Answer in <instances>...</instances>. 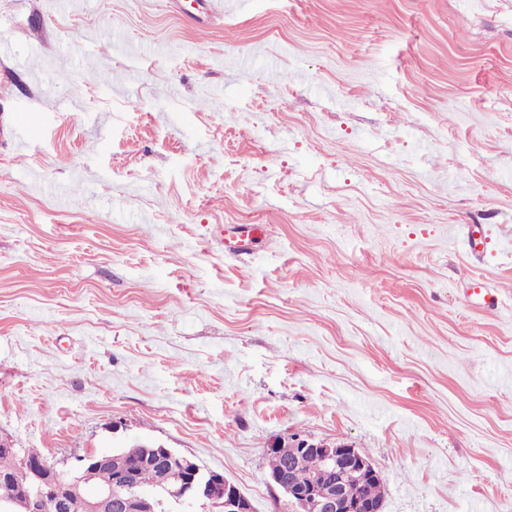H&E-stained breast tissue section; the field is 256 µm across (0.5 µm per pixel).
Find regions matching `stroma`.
Masks as SVG:
<instances>
[{"mask_svg": "<svg viewBox=\"0 0 512 512\" xmlns=\"http://www.w3.org/2000/svg\"><path fill=\"white\" fill-rule=\"evenodd\" d=\"M195 8L0 0V437L254 512L269 447L348 444L384 512H512V0Z\"/></svg>", "mask_w": 512, "mask_h": 512, "instance_id": "obj_1", "label": "stroma"}]
</instances>
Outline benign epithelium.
Wrapping results in <instances>:
<instances>
[{"label": "benign epithelium", "instance_id": "1", "mask_svg": "<svg viewBox=\"0 0 512 512\" xmlns=\"http://www.w3.org/2000/svg\"><path fill=\"white\" fill-rule=\"evenodd\" d=\"M274 451L286 454V466L271 475V486L288 498L295 512H382L383 503L348 494L349 486H361L380 477L370 458L358 449L302 442L290 443L286 449H268ZM311 452L320 454L324 467L306 485L299 486L294 473ZM148 458L160 470L171 465L180 467L189 474L188 482L175 489L162 482L152 495L127 494L124 489L131 485L132 472L117 471L111 484L102 485L98 474L110 466V458L105 453L89 452L80 457L79 465L67 476L53 466L24 465L22 496L8 504L4 512H38L39 499L46 493L56 496L63 512H157L164 497L173 498L177 505L196 501L218 507L220 512H253L250 501L224 475L204 471L170 448L155 451Z\"/></svg>", "mask_w": 512, "mask_h": 512}]
</instances>
